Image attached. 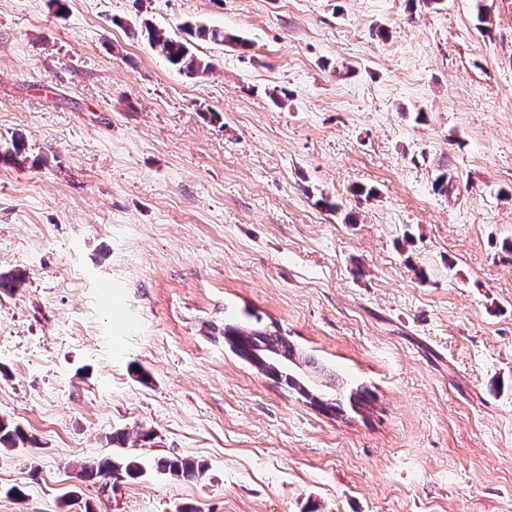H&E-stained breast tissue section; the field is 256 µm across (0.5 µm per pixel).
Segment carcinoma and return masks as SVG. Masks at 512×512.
<instances>
[{"mask_svg":"<svg viewBox=\"0 0 512 512\" xmlns=\"http://www.w3.org/2000/svg\"><path fill=\"white\" fill-rule=\"evenodd\" d=\"M145 31L151 45L170 65L191 76L202 74L210 69V65L201 60L193 50L192 38L207 39L215 43L228 40L242 47L246 46V42L242 39L226 38L221 29L204 26L186 25L183 28L184 36L179 38L166 36L148 26L145 27ZM24 150L25 144L20 138L12 140L8 146H1L0 164H21ZM24 281L25 274L21 272L1 273L0 292L12 293L18 290ZM224 343L242 358L252 349L277 354L282 365L269 371L268 375L274 382L289 389L298 390L300 378L303 375L310 380L325 379L336 383V398L325 402L324 410L328 413L332 411L360 413L370 402L369 390L363 386L355 388L349 386L348 381L335 374L328 366L305 354L279 327L271 323L263 324L261 318L257 316L248 326L224 324ZM28 443H34V439L18 424L6 418H0V447L23 448ZM155 469L159 473L183 479H195L204 471L201 464L192 460L165 457L156 460ZM143 474L144 468L139 461L114 456L88 461L81 466L82 477L110 478L115 484L126 478L133 479Z\"/></svg>","mask_w":512,"mask_h":512,"instance_id":"obj_1","label":"carcinoma"}]
</instances>
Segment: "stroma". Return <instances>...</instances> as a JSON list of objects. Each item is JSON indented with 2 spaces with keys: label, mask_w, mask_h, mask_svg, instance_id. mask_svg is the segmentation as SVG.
I'll return each instance as SVG.
<instances>
[{
  "label": "stroma",
  "mask_w": 512,
  "mask_h": 512,
  "mask_svg": "<svg viewBox=\"0 0 512 512\" xmlns=\"http://www.w3.org/2000/svg\"><path fill=\"white\" fill-rule=\"evenodd\" d=\"M504 7L0 0V145L25 142L0 273L26 275L0 293V417L36 439L0 449V512H512ZM146 23L229 39L191 78ZM248 311L365 385L364 413L231 352ZM119 451L144 475L79 477ZM155 469L162 474L175 478L195 479L203 474L201 464L182 458H159L155 462Z\"/></svg>",
  "instance_id": "obj_1"
}]
</instances>
